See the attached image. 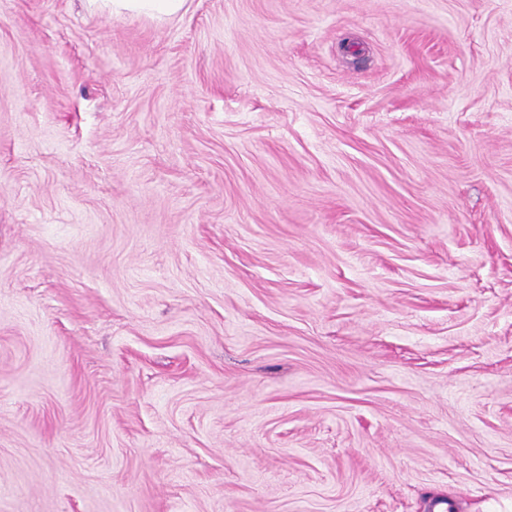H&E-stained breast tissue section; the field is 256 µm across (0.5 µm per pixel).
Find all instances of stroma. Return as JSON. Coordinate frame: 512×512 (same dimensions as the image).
I'll use <instances>...</instances> for the list:
<instances>
[{
	"mask_svg": "<svg viewBox=\"0 0 512 512\" xmlns=\"http://www.w3.org/2000/svg\"><path fill=\"white\" fill-rule=\"evenodd\" d=\"M512 512V0H0V512ZM89 3H104L112 14L132 13L157 18L173 16L183 6V0H89Z\"/></svg>",
	"mask_w": 512,
	"mask_h": 512,
	"instance_id": "35a3bbf8",
	"label": "stroma"
}]
</instances>
